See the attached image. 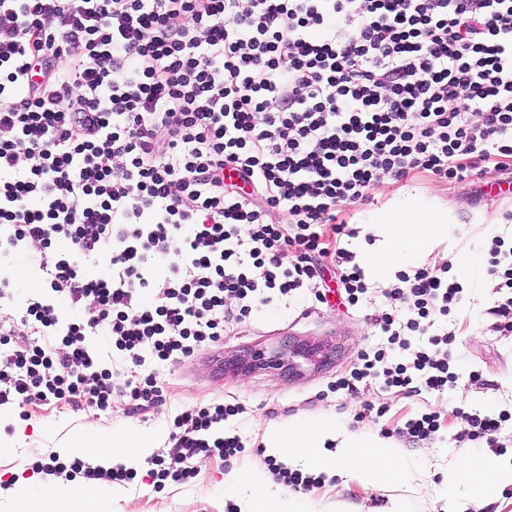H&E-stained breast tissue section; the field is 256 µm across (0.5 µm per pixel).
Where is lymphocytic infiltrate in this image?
<instances>
[{
	"instance_id": "1",
	"label": "lymphocytic infiltrate",
	"mask_w": 512,
	"mask_h": 512,
	"mask_svg": "<svg viewBox=\"0 0 512 512\" xmlns=\"http://www.w3.org/2000/svg\"><path fill=\"white\" fill-rule=\"evenodd\" d=\"M512 157V0H0V252L32 253L48 295L28 299L14 348L0 325V407L63 400L108 410L112 367L86 344L105 330L134 367L123 385L155 404L146 361L166 362L224 334V308L272 302L320 276L330 259L349 303L367 285L340 208L365 200L378 172L484 179ZM250 226L241 237L240 226ZM490 273L510 297L498 329L512 334V248L493 239ZM167 261L164 274L154 260ZM107 263L94 278L89 263ZM381 330L408 349L385 364L361 356L350 378L384 363L386 386L441 391L454 333L429 334L463 287L436 271L398 273ZM88 305L61 323L56 305ZM240 404L177 415L181 466L243 452L224 435ZM463 441L498 447L505 415L458 410ZM56 478L126 481L128 469L81 459L34 462Z\"/></svg>"
}]
</instances>
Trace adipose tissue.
I'll use <instances>...</instances> for the list:
<instances>
[{"label": "adipose tissue", "instance_id": "obj_1", "mask_svg": "<svg viewBox=\"0 0 512 512\" xmlns=\"http://www.w3.org/2000/svg\"><path fill=\"white\" fill-rule=\"evenodd\" d=\"M452 221L450 213L424 198L406 193L396 197L382 209L369 213L367 222L375 236L373 243L361 252L364 272L376 280L388 279L402 263L415 257L436 238L445 236ZM335 443L334 453L324 464L338 477L356 478L375 484L392 477L399 468L398 450L394 444L340 428L330 419L297 418L267 430L268 451L282 454L289 461H307L315 450ZM154 446L152 436L130 430L110 438L104 447L85 445V454L95 456L105 467L129 464L144 456ZM474 479L486 493L512 484V464L487 465L476 455L465 458L449 472L448 483L463 477Z\"/></svg>", "mask_w": 512, "mask_h": 512}]
</instances>
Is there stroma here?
<instances>
[{
	"label": "stroma",
	"mask_w": 512,
	"mask_h": 512,
	"mask_svg": "<svg viewBox=\"0 0 512 512\" xmlns=\"http://www.w3.org/2000/svg\"><path fill=\"white\" fill-rule=\"evenodd\" d=\"M501 171L488 174L482 191L471 183L448 182L428 173L410 172L402 179L385 177L375 181L367 200L343 208L341 216L355 234L338 239L337 245L354 251L357 234L363 233L368 212L381 209L395 197L411 192L451 209L455 222L447 237L433 241L417 259L404 265V272L420 268L447 269L456 277L460 258H477L472 286L449 315H435L433 331L455 333L453 356L458 379L444 391L417 387L403 391L374 378L336 387L338 378L349 375L359 354L385 350L387 361L402 355L388 342L377 318L395 309L386 294V283L371 281L357 304H349L339 288L335 268L324 265L323 298L305 288L289 299L270 304H251L248 313L238 305L224 309V335L216 343L200 347L191 356L165 363L149 364L163 390L164 400L148 409H137L123 384L112 392L110 410L78 411L61 401L24 408H0V512H43L41 490L52 485L51 477L33 470L32 464L49 455L76 456L81 443H100L112 435L133 429L148 432L154 439L152 456L168 465L178 462L173 426L181 412L216 401L242 404L244 411L224 422V431L239 435L245 446L236 456L196 461V475L189 482L158 484L146 461L133 466L135 477L128 482L102 486L101 482L76 477L70 482L89 505L73 504L70 512H244L247 491L232 494L224 481L234 472L256 471L267 476L271 502L296 495L303 512H391L405 503L408 512H445L449 494L442 483L448 470L462 457L477 452L489 464L512 460V335L496 329L494 313L500 298L496 282L488 272V249L493 236L490 223L501 225L498 234L512 239V192L498 186L501 172L512 173V158L501 159ZM9 280L14 300L10 311L21 315L26 300L45 292L35 266L15 255H0V280ZM334 346L332 364L307 370L298 377L273 370L232 374L215 369L213 358L231 356L248 349L270 348L285 339ZM481 414H505L499 448L475 450L473 444L455 440L461 428L456 409ZM440 412V428L428 439L413 441L400 436L399 427L418 414ZM303 416L332 417L349 430L396 444L403 471L393 479L367 485L354 479L336 478L308 490L292 491L269 478L264 433L273 423ZM108 495H101V488ZM463 512H512V485L485 493L475 483L457 485L455 491Z\"/></svg>",
	"instance_id": "1"
}]
</instances>
